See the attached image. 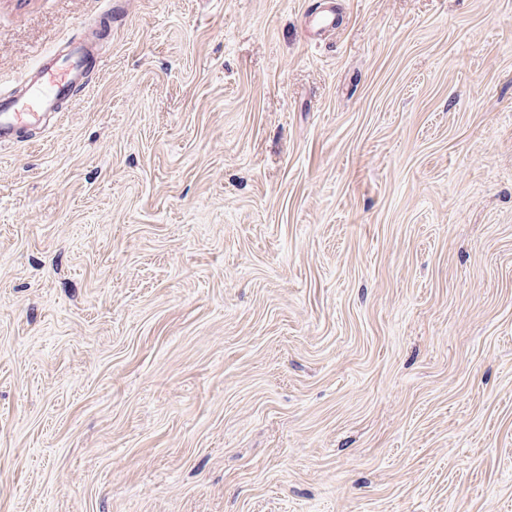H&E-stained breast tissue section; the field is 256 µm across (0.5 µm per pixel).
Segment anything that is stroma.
<instances>
[{
    "label": "stroma",
    "mask_w": 512,
    "mask_h": 512,
    "mask_svg": "<svg viewBox=\"0 0 512 512\" xmlns=\"http://www.w3.org/2000/svg\"><path fill=\"white\" fill-rule=\"evenodd\" d=\"M0 0V512H512V0ZM94 56L91 44L67 42L25 75L19 93L0 92V144L13 142L20 129L40 120L42 114L63 112L70 91L84 84L88 60Z\"/></svg>",
    "instance_id": "obj_1"
}]
</instances>
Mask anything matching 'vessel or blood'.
I'll return each mask as SVG.
<instances>
[{"mask_svg":"<svg viewBox=\"0 0 512 512\" xmlns=\"http://www.w3.org/2000/svg\"><path fill=\"white\" fill-rule=\"evenodd\" d=\"M94 55L91 44L68 42L25 75L20 92H0V144L13 142L20 129L42 115L61 112L70 91L84 84L88 61Z\"/></svg>","mask_w":512,"mask_h":512,"instance_id":"b4317fda","label":"vessel or blood"}]
</instances>
